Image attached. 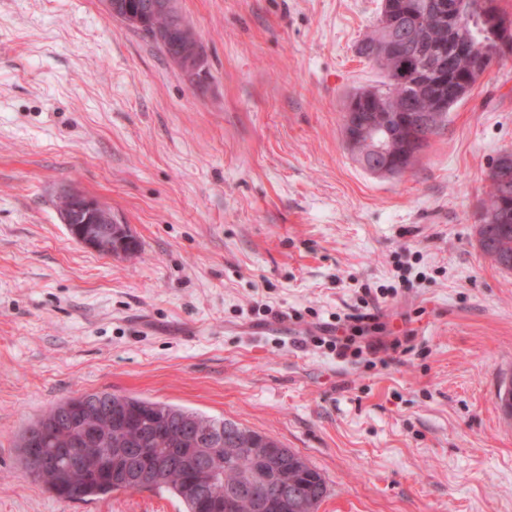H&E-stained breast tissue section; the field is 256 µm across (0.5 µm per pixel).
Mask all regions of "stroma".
Masks as SVG:
<instances>
[{"mask_svg":"<svg viewBox=\"0 0 512 512\" xmlns=\"http://www.w3.org/2000/svg\"><path fill=\"white\" fill-rule=\"evenodd\" d=\"M383 0H176L201 88L103 0H0V512H184L170 493L62 501L18 435L107 390L229 419L327 479L318 512H512V271L478 247L512 151V61L415 167L346 150L343 102ZM74 189L129 224L103 256L58 215ZM393 285L392 361L315 346ZM270 313H263V306Z\"/></svg>","mask_w":512,"mask_h":512,"instance_id":"stroma-1","label":"stroma"}]
</instances>
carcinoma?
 I'll return each mask as SVG.
<instances>
[{
  "label": "carcinoma",
  "mask_w": 512,
  "mask_h": 512,
  "mask_svg": "<svg viewBox=\"0 0 512 512\" xmlns=\"http://www.w3.org/2000/svg\"><path fill=\"white\" fill-rule=\"evenodd\" d=\"M130 9L123 22L132 28L153 36L157 27H171L167 15L146 13L139 8L144 0H128ZM440 0H384L375 29L362 41L359 54L374 62L383 72L385 81L378 86L363 87L348 97V101L360 99V116L365 126L372 127L371 138L385 147L403 132L404 124L421 122L419 132L423 145L440 133L445 126L448 113L440 119L433 118V109L441 99H447L448 108L464 100L469 91L458 93L455 87L463 77L474 78L473 66L484 56H498L501 61L512 57V33H506L504 24L512 25V19L492 0L495 6L484 7L485 0H465V17L462 33L440 29ZM398 22L405 34L393 41L387 40V20ZM440 67L443 82L424 76L422 72L430 63ZM489 186L486 199L481 201L477 236L478 245L484 255L505 270H512V151H503L488 174ZM86 399H97L104 403H120L128 408L130 418L142 411L159 414L172 424L183 417L203 414L177 405L151 401L144 398L118 395L109 391H97L84 395ZM76 399L71 398L55 404L45 415L31 424L20 436L19 447L25 462L41 479L47 489L58 499L93 500L104 498L126 489L119 474L104 473L93 461L77 467L63 458H58L55 467L41 471L29 457L26 448L28 435L39 433L43 437L44 449L53 453L62 448L69 433L68 424L77 420ZM222 429L238 433L247 432L257 448H280L294 460L297 468L288 471V480L307 482L312 487L314 501L307 502L303 509L288 508V512H317L319 504L328 495V484L323 474L300 453L282 446L278 441L260 432L251 430L234 421L211 418ZM228 464L224 466L223 478L210 485L206 473L190 477L184 468L173 467L165 480L155 489L174 495L184 506L185 512H207L203 494L216 491L233 499L232 512H256L253 498L240 493L246 475L252 466L237 460L232 440L223 444Z\"/></svg>",
  "instance_id": "cac0c4a2"
}]
</instances>
